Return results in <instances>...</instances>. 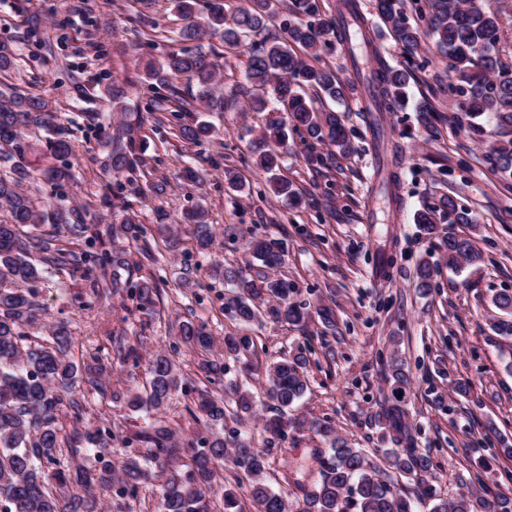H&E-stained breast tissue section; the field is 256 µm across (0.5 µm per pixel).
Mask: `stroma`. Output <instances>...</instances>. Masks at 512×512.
Here are the masks:
<instances>
[{
    "label": "stroma",
    "instance_id": "stroma-1",
    "mask_svg": "<svg viewBox=\"0 0 512 512\" xmlns=\"http://www.w3.org/2000/svg\"><path fill=\"white\" fill-rule=\"evenodd\" d=\"M132 2L0 0V39H19L28 16L42 20L46 45L24 48L25 60L12 79L54 100L71 130L75 180L65 200L86 206L89 224L107 213L100 203L106 191V151L103 136L94 130L93 116L100 109L94 80L101 71H112L125 90L126 105H134L140 100L145 62L163 61L176 48L162 38L151 45L136 43L127 23ZM416 59L408 101L384 113L376 127L354 86L347 46L322 51V64L352 86L338 108L353 132L352 149L340 154L326 143L312 148L299 134H289L282 166L300 199L296 205L275 196L267 174L255 166L254 148L268 113H206L218 134L200 145L173 136L171 112L144 113L140 138L147 164L131 174L127 197L146 228H155L156 212L164 210L168 233L178 241L177 248L163 253L166 277L154 297L153 315H142L122 292L99 302L86 282L66 276L50 275L38 287L43 322L65 323L83 371L121 393L117 402L88 395L83 413L88 427H118L128 434L146 430L142 413L131 411L128 402L141 391L150 361L175 342L179 323L205 322L219 343L231 333L248 336L256 344L252 371L242 372L233 361L227 371L229 378L247 384L256 407L234 427L251 435L254 447L267 448L273 487L289 498L293 488L282 478L284 467L293 466L301 477L317 468L313 451L323 442L310 421L330 422L355 447H383L374 414L390 392L382 362L396 352L410 379L412 434L417 448L434 462L431 482L438 493L450 498L481 484L490 494L512 497V457L493 447L500 438L512 442V351L490 327L496 314L492 295L512 292V180H502L486 159L493 136L478 138L457 128L447 87L448 60L429 36H422ZM426 100L432 111H421ZM377 129L398 147L400 207L376 176L372 139ZM312 150L323 156V163H308ZM188 167L201 173V182L182 179ZM230 168L243 190L225 181ZM157 183L165 184L164 195H154ZM448 195L476 218L452 230L476 238L486 253L480 266L448 269L440 238L425 235L414 221L422 205ZM197 206L206 210L215 235L211 265L250 273L257 262L245 248L247 240L254 235L279 239L288 251L279 274L295 286L292 301L312 309L334 302V322L328 325L315 316L293 327L267 315L249 324L230 318L224 311L226 286L209 268L196 269L192 230L180 221L185 210ZM423 258L436 269L425 294L416 286V267ZM120 345L132 347V355L118 357ZM299 348L311 352L310 389L289 416L305 425L287 429L270 446L263 431L270 411L265 368ZM175 360L185 389L161 417L182 440L201 429L187 403L202 390L223 397L224 387L202 378L194 352L181 349Z\"/></svg>",
    "mask_w": 512,
    "mask_h": 512
}]
</instances>
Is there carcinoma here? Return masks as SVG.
Wrapping results in <instances>:
<instances>
[{"label":"carcinoma","mask_w":512,"mask_h":512,"mask_svg":"<svg viewBox=\"0 0 512 512\" xmlns=\"http://www.w3.org/2000/svg\"><path fill=\"white\" fill-rule=\"evenodd\" d=\"M169 2L170 10L183 21L174 35L196 44V48L173 51L159 66L146 62L147 108L152 112L160 102L176 103V136L194 144L215 135L210 122L191 116L195 101L206 103L209 112L236 107L240 112L278 113L266 124L263 148L256 160L260 170L273 173L270 186L278 197L296 198L288 177L275 173L288 151V130L315 142L326 141L343 153L351 148L350 131L336 112L325 110L317 115L309 97L313 91L342 101L346 85L329 68L299 56L295 48L315 57L323 47L345 44L356 69L359 58H365L369 68L358 81L365 87L368 112H391L407 98L413 70L407 64L390 65L373 47L357 0H342L339 18L334 20L323 17L319 0H288L289 20L284 25L288 38L260 42L253 37L275 16L276 0H246V6L230 16L224 13L223 0H207L204 15L200 14V0ZM375 8L395 40L411 54L422 32L432 35L448 58V92L456 98V124L479 136L483 128L476 119H491L499 139L487 161L501 179L512 180V65L503 63L497 53L498 12L488 0H412L413 19L407 15L404 0H376ZM133 25L149 41L159 33V25L143 11L135 15ZM215 38L226 52L248 47V88L238 90L236 96L226 97L216 91L217 64L212 52L206 50V44ZM42 42L40 22L31 17L23 43L39 46ZM21 60V48L14 40H0V72L18 69ZM183 80L196 88L189 99L180 93ZM103 82L107 83L102 96L104 112H118L120 116L107 133L109 152L104 167L110 182L101 203L109 210L121 208L123 217L116 224L108 222L82 236L81 247L64 239L63 229L82 226L83 210L60 203L40 212L31 196L30 185L42 178L59 187L72 180L69 158L74 156L75 146L58 123L55 106L18 83L0 86V165L7 168L0 174V209L8 214V219L0 221V512H102L94 489L112 492L124 503L136 499L143 485L155 477V469L165 468L174 455L182 461V470L164 478L156 512H209L210 497L221 492L224 512H244L239 489L245 482L252 512H512L511 497L469 489L448 500L429 484L433 461L412 446L406 422L408 409L405 400L397 398L405 392L408 376L396 356L385 363L392 397L375 416L378 424L393 432L389 436L393 447L380 454L355 448L336 434L331 423L316 422V433L328 447L315 449L317 475L296 482L299 496L291 501L269 486L266 453L254 448L250 438L234 430L229 447L224 435L215 431V427H224L226 421H235L255 407L250 393L235 382L228 383L232 406L222 398H211L206 391L199 392L197 411L209 435L189 439L181 447L175 445L173 432L157 422L146 432L127 435L118 427L84 428V419L76 412L70 438L82 447L74 452L94 459L101 468L64 462L59 426L62 409L81 406L77 391L82 383L100 393L103 386L95 378L83 377L81 366L68 356L73 340L66 325L54 327L40 342L23 332L24 326L39 321L36 285L43 283L48 273L66 271L72 278L79 276L90 282L99 299L112 294L114 288L125 289L136 301L137 310L147 315L153 312L157 289L154 277L136 276L142 268L157 265L158 260L145 239V228L128 211L127 184L122 182L145 164L137 139L142 117L120 101L112 89L111 73L98 76L97 83ZM443 212L454 216L456 224L476 223L471 211L448 195L437 205L417 210L416 224L432 235ZM180 223L194 226L198 252L211 249L213 236L204 209L184 212ZM41 225L44 229L39 234L23 235L24 228ZM118 234L142 243L138 260L99 247L103 236ZM443 248L446 264L452 269L477 265L485 259L472 237L450 233L443 239ZM247 249L260 262L256 276L246 277L218 265L210 268L230 288L224 310L249 324L262 315V305L269 296L278 302L272 310L276 320L304 326L308 311L288 300L294 286L276 276L285 263L283 243L271 237H253ZM433 274L430 263L421 261L416 269L418 288L430 290ZM492 303L508 318L495 320L491 327L511 341L512 292L494 294ZM178 339L201 355L198 369L211 384L223 382L225 360L240 361L253 354L254 342L233 334L224 336L223 353L213 354L215 341L204 322L179 325ZM309 366L310 358L302 348L267 366L266 398L275 409L264 424L268 442L281 437L290 424L288 409L309 389ZM148 373L143 393L129 401L132 410L147 417L159 413L181 386L176 364L164 352L155 355ZM143 440L151 444L145 453L134 447ZM115 445L124 449L118 475L106 461ZM229 470L237 473L232 487L226 486L225 473ZM401 477L413 483L411 491L399 487Z\"/></svg>","instance_id":"cac0c4a2"}]
</instances>
